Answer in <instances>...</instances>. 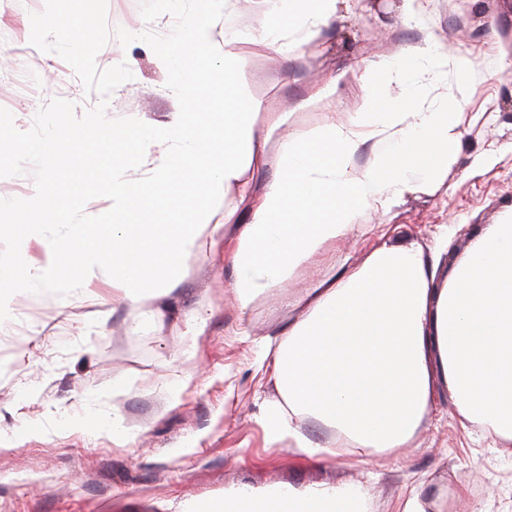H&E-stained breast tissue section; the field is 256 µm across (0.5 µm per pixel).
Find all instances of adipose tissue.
I'll list each match as a JSON object with an SVG mask.
<instances>
[{"instance_id":"adipose-tissue-1","label":"adipose tissue","mask_w":512,"mask_h":512,"mask_svg":"<svg viewBox=\"0 0 512 512\" xmlns=\"http://www.w3.org/2000/svg\"><path fill=\"white\" fill-rule=\"evenodd\" d=\"M336 2L270 0L255 35L281 49L286 19L315 41ZM209 4L206 15L186 14L171 32L180 44L170 59L182 102L172 124L179 150L145 181L129 178L126 156H113L99 187L112 202L111 223H79L58 181L14 207L11 232L21 243L37 241L45 255L27 260L28 286L52 287L58 265L75 259L87 272L111 268L122 299L145 305L160 294L147 281L163 268L175 272V258L208 231L189 215L196 197L228 194L248 169L266 167L273 177L260 197L242 194L224 206L225 223L238 227L228 259L244 314L296 266L350 234L361 210L423 190L434 163L456 162L453 113L415 103L418 76L444 55L431 31L394 59L363 64L365 73L401 83L398 100L370 95L368 111L327 124L322 137L302 145L292 136L274 140L280 120L258 130L263 104L242 98L236 80L239 36L219 26L228 4ZM180 183L188 192L170 201L167 189ZM162 206L171 207L173 221L148 223ZM91 236L111 242V251L87 247ZM299 306L276 347L265 350L281 394L263 414L272 438L317 461L397 455L444 390L462 424L512 444V216L487 226L443 281L418 247L384 242L336 281L308 288ZM302 417L328 429V439L310 440ZM370 500L366 485L238 486L222 500L180 503L175 512H368Z\"/></svg>"}]
</instances>
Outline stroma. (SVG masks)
Wrapping results in <instances>:
<instances>
[{
    "label": "stroma",
    "mask_w": 512,
    "mask_h": 512,
    "mask_svg": "<svg viewBox=\"0 0 512 512\" xmlns=\"http://www.w3.org/2000/svg\"><path fill=\"white\" fill-rule=\"evenodd\" d=\"M405 0H339L335 17L315 42L298 34L273 51L239 44L237 76L246 97L286 115L279 136L308 141L331 121L367 111L369 84L357 64L396 57L421 31L405 18ZM206 0H107V19L129 31L154 30L158 16L201 12ZM413 7L448 52L440 84L419 88V100L455 113L459 159L438 169L431 190L360 213L353 233L294 268L286 285L260 294L248 314L233 298L234 268L224 259V201L199 197L215 230L201 249L179 259L171 293L158 316L116 299L112 273L97 270L76 291L77 270L63 265L54 290L33 293L5 284L0 306V512H169V506L220 497L242 484L367 483L372 512H398L417 493L428 512H512V452L475 427L462 426L456 406L438 398L412 446L368 463L348 456L317 463L272 440L259 421L264 402L280 394L264 359L296 303L315 283L362 263L381 242L414 244L425 259L447 248L461 258L488 225L512 214V12L501 0H415ZM98 69L126 63L133 78L119 85L111 118L133 117L165 128L178 108L167 71L145 43L110 40ZM482 77L460 93L458 56ZM24 67L55 70L58 80L38 96L0 84V107L17 129L54 98L72 101L76 115L100 96L77 89L72 67L52 53ZM337 91L318 100L328 85ZM466 98L457 108V98ZM118 413L132 434L119 446L85 431L90 415Z\"/></svg>",
    "instance_id": "1"
}]
</instances>
